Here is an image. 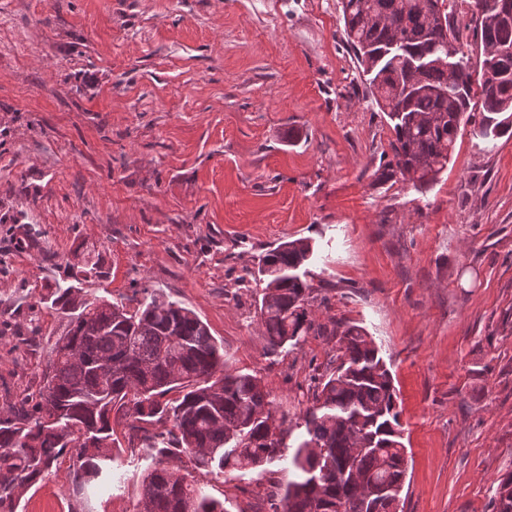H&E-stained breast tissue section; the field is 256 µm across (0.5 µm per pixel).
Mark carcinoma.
Masks as SVG:
<instances>
[{"label": "carcinoma", "mask_w": 512, "mask_h": 512, "mask_svg": "<svg viewBox=\"0 0 512 512\" xmlns=\"http://www.w3.org/2000/svg\"><path fill=\"white\" fill-rule=\"evenodd\" d=\"M493 2L468 23L478 70L464 51L451 72L448 41L462 44L457 0H338L371 100L393 123L396 169L418 189L448 167L461 124L472 122L473 94L475 137L512 131V0ZM312 255L299 238L259 256L257 310L271 353L315 330ZM100 277L99 256L76 250L67 279L41 299L70 322L51 345L43 387L0 409V512H16L21 490L64 463L75 496L104 483L121 424L130 447L161 456L142 482L143 512H226L196 474L282 458L287 417H276L258 374L228 368L224 347L191 309L157 293L133 311L92 299L81 284ZM331 335L336 367L314 378L313 405L295 423L292 479L272 512H398L407 448L392 375L363 327L341 322ZM493 502L494 512H512V471L497 480Z\"/></svg>", "instance_id": "1"}]
</instances>
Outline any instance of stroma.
I'll list each match as a JSON object with an SVG mask.
<instances>
[{
	"mask_svg": "<svg viewBox=\"0 0 512 512\" xmlns=\"http://www.w3.org/2000/svg\"><path fill=\"white\" fill-rule=\"evenodd\" d=\"M337 0H0V400L42 385L68 317L40 302L78 246L93 297L159 291L193 310L230 368L296 421L336 353H268L251 274L309 239L310 317L373 337L393 377L408 470L399 512H493L512 471V134L461 128L437 182L397 172ZM33 248L15 246L26 226ZM159 462L122 448L112 486L67 467L16 512H139ZM228 512L282 493L285 462L203 474Z\"/></svg>",
	"mask_w": 512,
	"mask_h": 512,
	"instance_id": "1",
	"label": "stroma"
}]
</instances>
